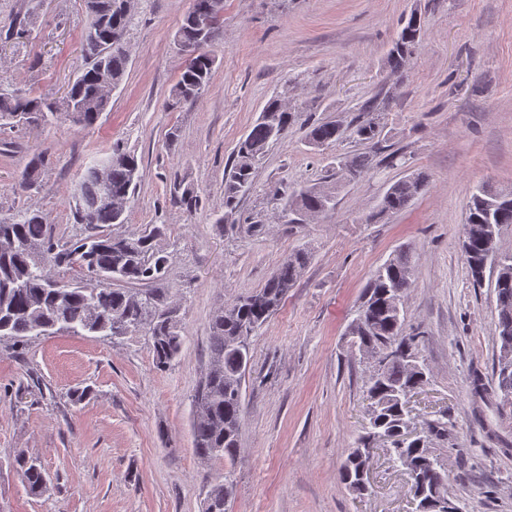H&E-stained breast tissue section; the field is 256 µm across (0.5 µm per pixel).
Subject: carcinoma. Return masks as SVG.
Segmentation results:
<instances>
[{"instance_id": "cac0c4a2", "label": "carcinoma", "mask_w": 512, "mask_h": 512, "mask_svg": "<svg viewBox=\"0 0 512 512\" xmlns=\"http://www.w3.org/2000/svg\"><path fill=\"white\" fill-rule=\"evenodd\" d=\"M224 0H191L189 10L176 34L178 46L198 41L207 42L200 53L184 66L171 92L174 105L188 102L209 84L215 65L210 46L216 33L224 26L220 3ZM108 0H86L88 19L81 38L85 66L71 84L66 97L80 106L81 112L72 123L80 128L97 124L111 101L100 91L98 76L105 73L112 83H122L129 64L124 46L134 15L103 8ZM422 35L420 16L413 13L406 20L399 37L387 56L393 72L405 68L413 57ZM59 103L14 90L0 83V127L18 125L48 126L70 113L58 111ZM267 118L258 119L238 142L230 170L224 183V207L235 209L239 197L253 183L258 160L268 146L279 140L278 131H288L297 120L298 109L282 105L274 96L266 102ZM381 133L380 119L372 117L354 126L352 136L360 143H371ZM346 128L337 121L314 124L308 132L313 146L334 144L344 138ZM371 164L370 156L361 153L339 161L344 178H360ZM45 167L44 157L33 156L22 173V185H36ZM139 174L137 157L116 143L105 155L92 159L79 182L87 202L91 203L107 188L114 200H127L136 187ZM429 184V176L412 171L392 182L381 201L378 215L397 214L421 194ZM335 206L334 188L312 184L293 192L284 208L283 218L295 224L303 215L319 216ZM74 222L86 226L87 235L75 242H62L55 237L52 225L35 210L20 209L0 215V337L24 340L57 332L64 324L76 335L125 336L143 332L151 342L156 367L165 369L180 353L184 338L179 322L164 315L170 310L160 293L151 284L162 280L167 270V257L160 254L156 240L163 229L156 226L137 236L113 235L101 231L105 224L127 223L126 211H115L107 205L76 207ZM495 225V232L512 224V190L508 192L481 188L472 193L462 238L469 241L464 252L472 284L483 283L478 269L486 246V225ZM310 254L296 251L285 258L263 287L224 305L210 320L209 368L195 395L193 419L194 448L203 460L233 461L239 449V433L244 417L242 380L250 360L249 347L232 344L231 337L239 328L248 333L264 325L278 310L282 300L308 264ZM77 269L89 282H71L69 288H56V271ZM415 268L409 252L397 251L372 274L360 305L364 318L354 317L349 334L359 344L373 345L382 365L370 377L368 394L374 399L372 423L359 447L383 435L391 443L394 462L412 466L422 483L425 497L432 491L442 496L428 512H460L458 506L448 508L447 474L429 451L430 439L445 435L447 426L436 420L421 435L410 439L406 433L409 422L400 395L413 386L427 382L426 367L418 362L414 338L402 336V318L391 302L395 288H409ZM497 321L495 331L500 351L512 352V254L501 256V266L494 288ZM502 360L498 357L494 385H487L482 376L473 373L470 390L474 398L490 404L500 395ZM368 459L352 451L341 467V480L352 492L363 491L358 473ZM13 468L27 493L43 497L49 492V478L37 459L24 453L14 458ZM235 495L229 475L210 484L206 493L205 512H224V500Z\"/></svg>"}]
</instances>
